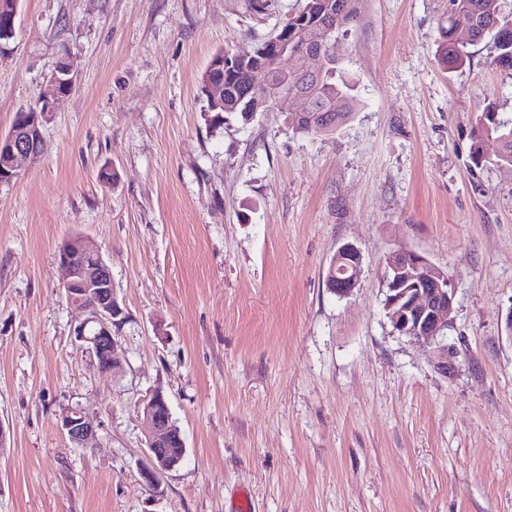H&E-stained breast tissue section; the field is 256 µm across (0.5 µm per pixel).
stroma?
<instances>
[{
    "mask_svg": "<svg viewBox=\"0 0 512 512\" xmlns=\"http://www.w3.org/2000/svg\"><path fill=\"white\" fill-rule=\"evenodd\" d=\"M304 0H23L0 56V133L69 56L46 149L0 186V512H512V167L476 168L484 101L512 122L492 39L437 54L448 0H363L340 40L352 118L215 120L204 75ZM111 167L116 178L100 182ZM102 252L118 373L71 336L56 254ZM354 245L350 297L325 285ZM406 248L454 291L441 374L395 332L383 260ZM163 389L185 442L157 484L138 405ZM98 417L92 447L62 408ZM61 430L70 442L81 448H88L96 437L99 426L97 416L80 407H65L58 414Z\"/></svg>",
    "mask_w": 512,
    "mask_h": 512,
    "instance_id": "1",
    "label": "stroma"
}]
</instances>
